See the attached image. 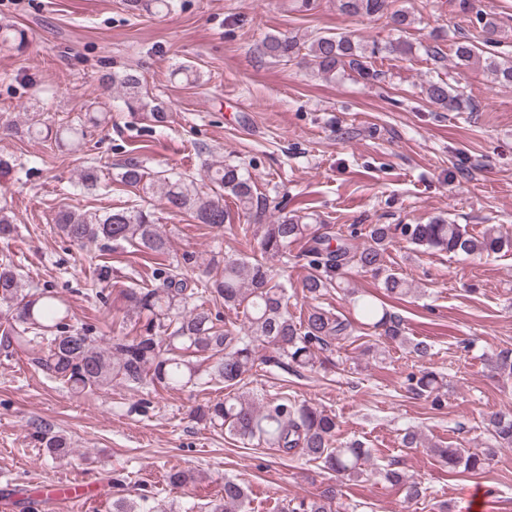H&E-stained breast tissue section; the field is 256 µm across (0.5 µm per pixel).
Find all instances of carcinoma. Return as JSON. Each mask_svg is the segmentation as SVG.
<instances>
[{
  "mask_svg": "<svg viewBox=\"0 0 512 512\" xmlns=\"http://www.w3.org/2000/svg\"><path fill=\"white\" fill-rule=\"evenodd\" d=\"M146 8L154 14L169 13L171 0H126V8ZM340 10L348 15L376 16L389 14L395 28L407 24L404 10L388 12V0H339ZM260 51L289 62L304 53L312 71L329 78L343 71L363 80H376L381 71L375 67L378 46L367 48L343 34L321 35L307 47L293 37L266 36ZM458 65L468 67L477 58L475 46L467 40L456 42ZM486 70L502 85H512V60H489ZM116 90L117 98L130 111L149 110L153 121L164 122L165 112L145 101L138 76L124 74L106 78ZM430 102L448 110L461 112L471 102L459 90L445 82H431L426 88ZM84 136L80 125H59L55 129L57 144H78ZM216 188L233 196L242 210L261 219L263 203L254 195L251 179L233 163L216 162L205 174ZM120 183L144 193H157L171 210L186 213L200 224L221 226L230 222L223 196L198 191L194 182L163 171L150 175L141 162L128 160L119 173ZM8 201H0V238L12 237ZM58 233L69 242L83 245L98 243L104 249L122 243L139 247L158 258L152 269L155 285L129 288L124 299L129 310L138 316L132 330L112 337L102 345L92 335V327L70 324V308L49 288H27L10 259L0 261V346L6 350L26 351L43 346L35 358L37 369L75 394L103 391L112 383L138 390L149 384L169 389L224 386V398L198 405L194 417L224 434L247 442H257L281 456H305L340 481H357L368 472L371 449L358 440L338 438L336 415L321 410L307 400L288 397L255 400L243 391L256 367L259 347L269 348L274 356L266 359L278 367L296 372H316L334 364L329 353L345 342H356L354 333L371 331L379 338L419 360L429 356V346L410 343L403 320L383 305L351 286L348 274L371 272L382 277L385 290L402 298L412 292L409 283L389 272L384 264L387 244L399 234L416 246L453 254H476L490 257L512 247V241L489 228L480 235L467 226L450 224L434 218L427 224H371L367 244L352 243L354 234L337 238L316 234L305 217L283 214L272 224L264 225L258 238L261 255L267 259L285 258L288 247L305 242L304 257L311 272L303 281L304 297L316 300L327 288H338L351 305L353 316H345L318 304L309 305L307 313L293 316L288 308V281L272 273L267 263L239 253L224 254V268L219 276L205 275L197 280L186 278L181 265L194 261L193 254L182 255L183 264L166 262L169 238L156 224L153 212L135 204L119 211L102 214L62 210L55 216ZM224 303L229 310L241 311L238 326L220 324V314L205 302ZM491 369L499 376L512 378V349L501 348L491 359ZM408 391L418 397L440 402V392L448 386L445 377L423 369L408 378ZM491 443L484 448H450L431 444V452L448 468L465 472H483L489 468L498 450L512 448V413L496 411L488 416ZM31 436L52 457L70 452L68 438L42 426L33 427ZM380 478L401 486L405 500L423 494L421 482L387 467L378 471ZM167 481L171 486H185L197 481L195 474L177 465L170 467ZM339 489L329 486L309 496L289 500L283 512H334ZM245 486L226 480L217 497L207 503L206 512H250Z\"/></svg>",
  "mask_w": 512,
  "mask_h": 512,
  "instance_id": "1",
  "label": "carcinoma"
}]
</instances>
